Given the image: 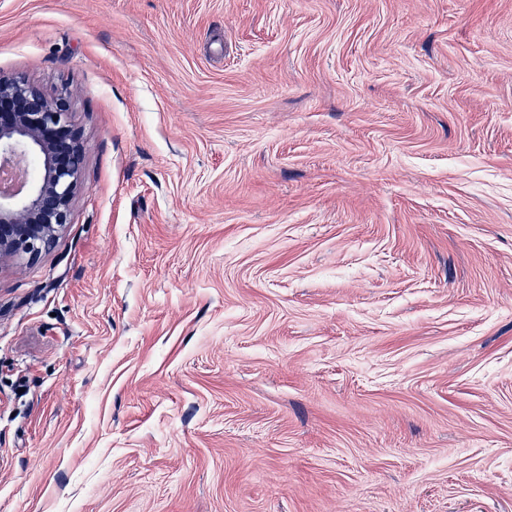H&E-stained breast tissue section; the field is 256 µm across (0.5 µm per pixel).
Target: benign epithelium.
Returning a JSON list of instances; mask_svg holds the SVG:
<instances>
[{"mask_svg": "<svg viewBox=\"0 0 512 512\" xmlns=\"http://www.w3.org/2000/svg\"><path fill=\"white\" fill-rule=\"evenodd\" d=\"M39 175L29 180V158ZM84 149L65 95L46 98L22 78L0 76V261L36 260L70 223L82 184Z\"/></svg>", "mask_w": 512, "mask_h": 512, "instance_id": "obj_1", "label": "benign epithelium"}]
</instances>
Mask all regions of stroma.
Returning <instances> with one entry per match:
<instances>
[{"label": "stroma", "mask_w": 512, "mask_h": 512, "mask_svg": "<svg viewBox=\"0 0 512 512\" xmlns=\"http://www.w3.org/2000/svg\"><path fill=\"white\" fill-rule=\"evenodd\" d=\"M70 222L0 264V512H512V0H0Z\"/></svg>", "instance_id": "35a3bbf8"}]
</instances>
